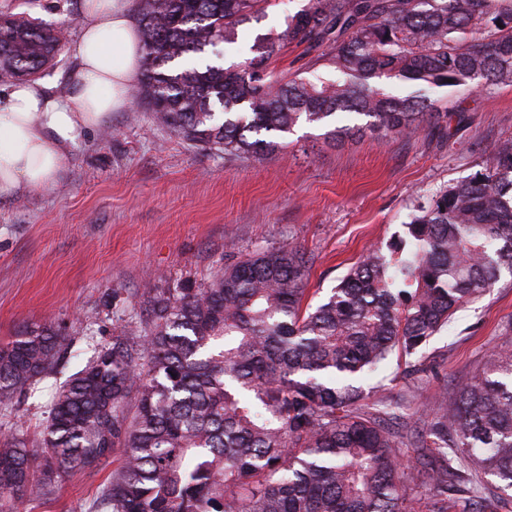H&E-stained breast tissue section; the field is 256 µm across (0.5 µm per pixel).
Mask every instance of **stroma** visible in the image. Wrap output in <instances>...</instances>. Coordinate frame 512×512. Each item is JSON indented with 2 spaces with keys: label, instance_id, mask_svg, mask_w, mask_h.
<instances>
[{
  "label": "stroma",
  "instance_id": "obj_1",
  "mask_svg": "<svg viewBox=\"0 0 512 512\" xmlns=\"http://www.w3.org/2000/svg\"><path fill=\"white\" fill-rule=\"evenodd\" d=\"M11 6L78 37L82 0ZM431 96L447 116L409 139L332 146L300 131L275 152L240 158L193 148L151 126L144 110L116 112L71 148L52 187L0 200V343L29 323L64 336L63 355L34 391L0 412V437L38 441L52 396L120 334L148 289L201 288L218 263L292 244L313 258L305 300L319 303L370 247L403 236L415 206L512 139V85ZM507 342L505 276L417 353L390 356L358 384L392 406L427 410ZM413 364L425 375H407ZM108 474H75L23 512H91Z\"/></svg>",
  "mask_w": 512,
  "mask_h": 512
}]
</instances>
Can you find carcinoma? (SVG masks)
<instances>
[{"mask_svg": "<svg viewBox=\"0 0 512 512\" xmlns=\"http://www.w3.org/2000/svg\"><path fill=\"white\" fill-rule=\"evenodd\" d=\"M278 0H137L143 59L132 97L153 123L226 156L284 146L299 126L327 143L418 133L431 87L512 85V0H308L256 37L253 57L202 61ZM63 30L0 7V82L44 77ZM303 46L335 78L281 77ZM394 79L414 90L394 94ZM354 124L339 127L336 114ZM406 237L368 251L324 301L304 304L308 259L279 246L219 265L204 288L143 300L112 344L50 403L40 446L0 441V512L64 478L112 472L99 512H498L512 492V346L402 429L356 380L408 357L512 275V141L416 209ZM62 336L32 323L0 344V408L53 368ZM420 449L412 463L404 439ZM310 58L311 55L305 52L303 46L296 47L295 45H290L283 50L279 58L271 62L270 69L275 72L284 73L303 72V76L311 78L309 73H304Z\"/></svg>", "mask_w": 512, "mask_h": 512, "instance_id": "1", "label": "carcinoma"}]
</instances>
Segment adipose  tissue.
I'll list each match as a JSON object with an SVG mask.
<instances>
[{"mask_svg":"<svg viewBox=\"0 0 512 512\" xmlns=\"http://www.w3.org/2000/svg\"><path fill=\"white\" fill-rule=\"evenodd\" d=\"M79 28L64 96L39 80L0 96V199L49 186L85 132L132 105L143 48L127 0H84Z\"/></svg>","mask_w":512,"mask_h":512,"instance_id":"adipose-tissue-1","label":"adipose tissue"}]
</instances>
